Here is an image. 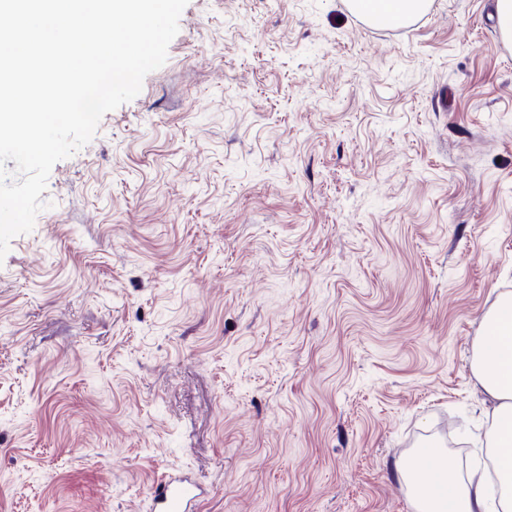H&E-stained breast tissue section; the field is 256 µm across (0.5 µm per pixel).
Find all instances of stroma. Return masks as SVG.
<instances>
[{
    "mask_svg": "<svg viewBox=\"0 0 512 512\" xmlns=\"http://www.w3.org/2000/svg\"><path fill=\"white\" fill-rule=\"evenodd\" d=\"M495 0H189L0 260V512H414L482 469L474 342L512 293ZM351 10L368 17L383 6H393L397 20L408 21L420 15L427 7V0H350ZM354 4V6H353ZM198 483L183 476L165 474L151 489L156 512H190L200 497Z\"/></svg>",
    "mask_w": 512,
    "mask_h": 512,
    "instance_id": "1",
    "label": "stroma"
}]
</instances>
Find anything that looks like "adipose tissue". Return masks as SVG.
Returning a JSON list of instances; mask_svg holds the SVG:
<instances>
[{
	"instance_id": "ef3b65f1",
	"label": "adipose tissue",
	"mask_w": 512,
	"mask_h": 512,
	"mask_svg": "<svg viewBox=\"0 0 512 512\" xmlns=\"http://www.w3.org/2000/svg\"><path fill=\"white\" fill-rule=\"evenodd\" d=\"M473 372L494 401L493 422L484 443L494 463L498 494L484 477L459 478L433 467L418 482V512H512V296L498 298L476 339Z\"/></svg>"
}]
</instances>
